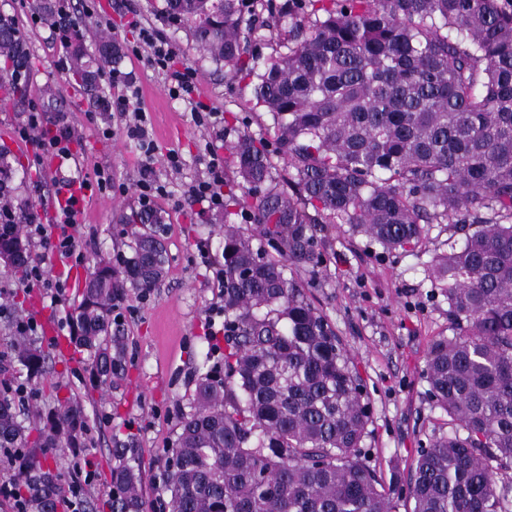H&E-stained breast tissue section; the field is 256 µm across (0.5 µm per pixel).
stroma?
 Wrapping results in <instances>:
<instances>
[{
    "label": "stroma",
    "mask_w": 512,
    "mask_h": 512,
    "mask_svg": "<svg viewBox=\"0 0 512 512\" xmlns=\"http://www.w3.org/2000/svg\"><path fill=\"white\" fill-rule=\"evenodd\" d=\"M54 2L0 0V16L12 17L30 66L24 94L0 91V159L15 172L14 205L20 212L36 208L45 222L55 209L54 164L38 163L32 147L16 134L33 101L41 103L45 121L62 115L73 129L79 143L72 167L86 173L99 165L109 167L114 188L95 193L96 207L84 214L82 264H61L40 244L29 245L31 255L44 257L50 277L67 282L65 307L51 308L44 290L23 288L20 276L0 269V351L11 349L13 321L30 319L37 325L31 346L56 361L50 373L37 378L23 367L14 370L16 380L34 392L20 408L24 426L39 425L41 415L61 399L82 407L95 439L87 451L92 476L81 491L84 512H112L111 450L118 440L129 444V454L144 474L141 512H158L159 500L170 497L159 481L165 452L190 410L206 355L224 346V319L217 313L224 301L217 295L212 266L201 260L202 253H215L218 247L224 212H201L198 204L183 200L182 186L204 174L210 156L222 158L226 152L223 123L194 125L184 102L169 95L162 74L134 55L139 41L127 21L138 14L173 46L175 67L195 69V99L207 110L222 116L238 111L241 102L252 99L254 81H228L223 63L202 54L187 25L172 23L166 0H71L75 12L89 6L93 15L65 42L32 20ZM103 33L117 48L106 60L100 59L95 42ZM66 43L80 44L86 57L96 61L102 75L96 95L86 94L71 72L58 71L56 62ZM113 68L130 72L142 91L149 133L157 145L154 168L167 189L154 208L164 222L168 264L164 279L150 293L125 289L120 316L112 321L121 336V365L111 383L101 384L90 376L88 353L57 351L47 327L55 325L59 336H69L65 322L80 300L72 275L86 276L96 261L127 251L135 230L127 218L142 209L135 185L139 146L128 138L118 108L94 110L97 96L109 92L103 75ZM105 127L111 128V136H102ZM171 153L179 158V170L167 163ZM448 235L447 225L435 224L422 246L386 252L349 225L332 224L323 236L324 263L294 271L367 385L372 424L366 446L372 466L387 482L396 475L408 477L419 446L448 428L446 415L427 398L423 377L431 344L456 332L441 284L429 270L433 253L445 249Z\"/></svg>",
    "instance_id": "stroma-1"
}]
</instances>
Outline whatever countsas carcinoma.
Masks as SVG:
<instances>
[{"label": "carcinoma", "instance_id": "cac0c4a2", "mask_svg": "<svg viewBox=\"0 0 512 512\" xmlns=\"http://www.w3.org/2000/svg\"><path fill=\"white\" fill-rule=\"evenodd\" d=\"M229 79L254 77L273 138L227 123L224 357L203 364L165 478L173 512H398L366 460L364 384L326 316L288 277L319 266V234L348 224L385 251L450 224L431 270L458 333L434 341L427 396L451 430L419 450L410 512H512V0H167ZM277 45L261 56L253 46ZM24 52L0 20V58ZM242 191L237 195L236 191ZM121 263L85 279L69 343L112 379V306L145 294L168 257L161 218L142 211ZM34 376L45 357L16 335ZM85 431L63 405L28 440L0 396V448L24 449L17 488L37 512L61 507L42 457ZM112 456V512H139L140 470Z\"/></svg>", "mask_w": 512, "mask_h": 512}]
</instances>
